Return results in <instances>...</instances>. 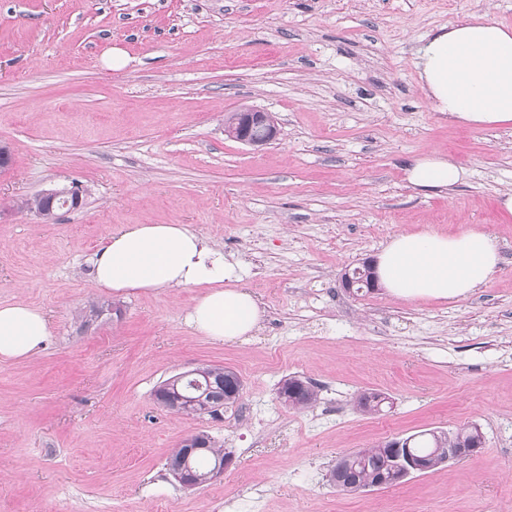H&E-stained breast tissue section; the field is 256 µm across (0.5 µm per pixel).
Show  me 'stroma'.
Instances as JSON below:
<instances>
[{
	"mask_svg": "<svg viewBox=\"0 0 512 512\" xmlns=\"http://www.w3.org/2000/svg\"><path fill=\"white\" fill-rule=\"evenodd\" d=\"M483 15L512 27V0H0V303L54 329L0 363V512H512V128L435 112L415 66L432 30ZM242 106L271 112L278 140L228 139ZM432 150L467 172L451 195L405 179ZM75 183L83 207L53 223L17 207ZM124 224H183L221 249L262 302L259 330L196 335L193 288L99 293L89 259ZM468 226L501 262L466 299L342 285L394 234ZM202 364L243 383L223 421L154 397ZM291 377L316 385L314 406L280 402ZM366 391L389 406L361 413ZM471 423L482 448L401 484L326 479L345 454ZM199 431L232 462L186 489L166 462Z\"/></svg>",
	"mask_w": 512,
	"mask_h": 512,
	"instance_id": "obj_1",
	"label": "stroma"
}]
</instances>
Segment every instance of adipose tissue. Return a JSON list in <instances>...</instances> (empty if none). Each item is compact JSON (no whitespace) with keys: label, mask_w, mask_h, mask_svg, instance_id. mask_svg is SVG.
Returning <instances> with one entry per match:
<instances>
[{"label":"adipose tissue","mask_w":512,"mask_h":512,"mask_svg":"<svg viewBox=\"0 0 512 512\" xmlns=\"http://www.w3.org/2000/svg\"><path fill=\"white\" fill-rule=\"evenodd\" d=\"M422 88L436 111L471 129L512 127V27L490 18L440 27L416 50ZM466 177L437 151L414 158L406 178L424 193H447ZM501 261L490 233L469 228L393 235L376 259L380 284L405 300H459L486 285ZM93 285L114 294L196 288L187 316L198 335L233 343L260 326L263 310L241 286L235 263L182 224H128L90 258ZM53 335L46 313L24 301L0 303V362L33 357Z\"/></svg>","instance_id":"1"}]
</instances>
